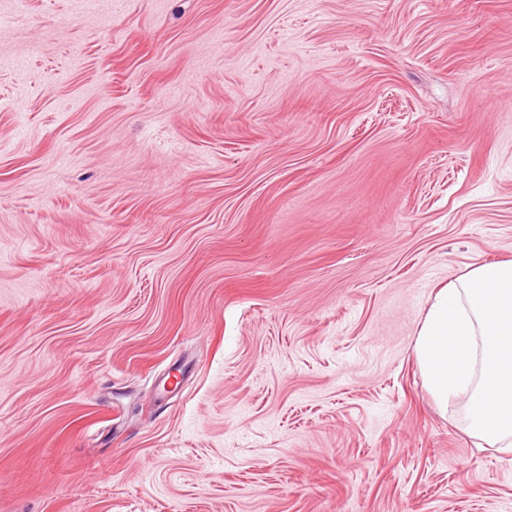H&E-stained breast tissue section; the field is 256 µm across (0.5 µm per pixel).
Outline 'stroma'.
I'll return each mask as SVG.
<instances>
[{
	"label": "stroma",
	"mask_w": 512,
	"mask_h": 512,
	"mask_svg": "<svg viewBox=\"0 0 512 512\" xmlns=\"http://www.w3.org/2000/svg\"><path fill=\"white\" fill-rule=\"evenodd\" d=\"M512 260V0H0V512H512L439 288Z\"/></svg>",
	"instance_id": "obj_1"
}]
</instances>
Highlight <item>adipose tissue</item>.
Returning <instances> with one entry per match:
<instances>
[{
	"label": "adipose tissue",
	"mask_w": 512,
	"mask_h": 512,
	"mask_svg": "<svg viewBox=\"0 0 512 512\" xmlns=\"http://www.w3.org/2000/svg\"><path fill=\"white\" fill-rule=\"evenodd\" d=\"M415 352L438 410L468 394L469 430L512 451V261L471 267L440 288Z\"/></svg>",
	"instance_id": "obj_1"
}]
</instances>
